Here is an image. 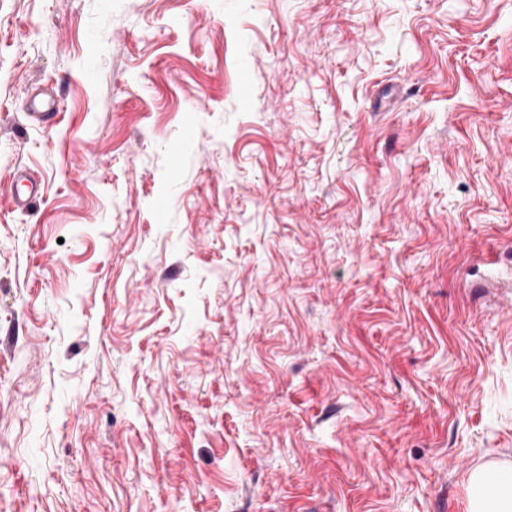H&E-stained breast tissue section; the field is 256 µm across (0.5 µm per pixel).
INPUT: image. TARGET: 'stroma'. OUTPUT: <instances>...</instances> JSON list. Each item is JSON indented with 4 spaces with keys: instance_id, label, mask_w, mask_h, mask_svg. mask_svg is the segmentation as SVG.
I'll return each mask as SVG.
<instances>
[{
    "instance_id": "35a3bbf8",
    "label": "stroma",
    "mask_w": 512,
    "mask_h": 512,
    "mask_svg": "<svg viewBox=\"0 0 512 512\" xmlns=\"http://www.w3.org/2000/svg\"><path fill=\"white\" fill-rule=\"evenodd\" d=\"M479 466L512 0H0V512H467ZM30 104L27 112L30 120L38 125H52L57 121V112L53 109L52 102L43 93H36L29 97ZM14 179L21 181L26 186L12 195V205L16 209L25 210L40 197V183L28 173L17 171Z\"/></svg>"
}]
</instances>
